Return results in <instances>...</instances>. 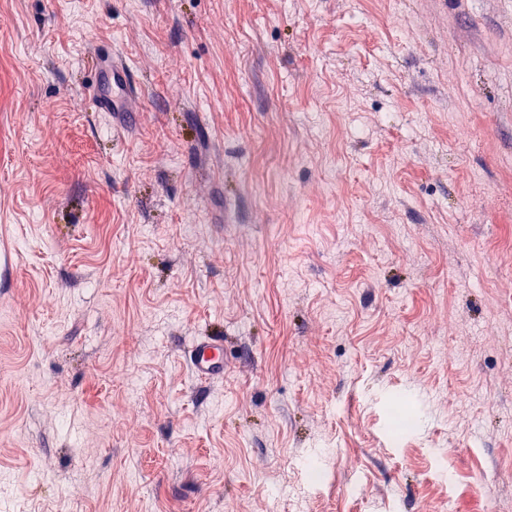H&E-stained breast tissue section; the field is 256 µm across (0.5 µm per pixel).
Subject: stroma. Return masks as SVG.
<instances>
[{"label": "stroma", "mask_w": 512, "mask_h": 512, "mask_svg": "<svg viewBox=\"0 0 512 512\" xmlns=\"http://www.w3.org/2000/svg\"><path fill=\"white\" fill-rule=\"evenodd\" d=\"M0 512H512V0H0ZM91 72L95 82L87 87L89 103L97 112H134L133 101L136 88L131 79L128 63L112 51V46L96 52ZM112 76V95L102 93L101 83ZM186 358L195 378L201 382L224 374V337L196 336L186 348Z\"/></svg>", "instance_id": "1"}]
</instances>
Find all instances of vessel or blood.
<instances>
[{"mask_svg": "<svg viewBox=\"0 0 512 512\" xmlns=\"http://www.w3.org/2000/svg\"><path fill=\"white\" fill-rule=\"evenodd\" d=\"M95 80L88 88L89 102L98 112H129L133 109L136 88L131 68L112 49L98 51L93 61ZM186 358L195 378L207 381L224 373V338L198 336L186 348Z\"/></svg>", "mask_w": 512, "mask_h": 512, "instance_id": "1", "label": "vessel or blood"}]
</instances>
